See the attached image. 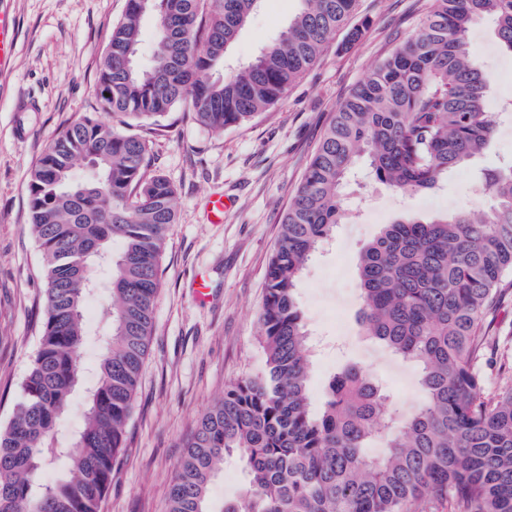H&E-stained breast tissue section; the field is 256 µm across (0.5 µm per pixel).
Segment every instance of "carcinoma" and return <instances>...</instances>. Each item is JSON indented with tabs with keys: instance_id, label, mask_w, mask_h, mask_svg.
I'll return each mask as SVG.
<instances>
[{
	"instance_id": "carcinoma-1",
	"label": "carcinoma",
	"mask_w": 512,
	"mask_h": 512,
	"mask_svg": "<svg viewBox=\"0 0 512 512\" xmlns=\"http://www.w3.org/2000/svg\"><path fill=\"white\" fill-rule=\"evenodd\" d=\"M260 0H126L99 71L105 108L130 128L176 108L221 135L282 102L316 64L356 0H300L287 27L224 74L230 47ZM157 50L139 62L146 20ZM479 17L512 51V0H434L422 28L383 55L335 112L280 217L258 319L263 370L224 390L185 441L168 512H211L207 488L224 458L248 476L221 512H512V385L491 390L490 321L512 288V163L485 172L482 212L386 224L361 253L362 323L421 369L426 404L401 416L365 370L348 366L312 409L308 331L298 283L346 215L357 160L400 191L433 188L487 147L489 79L468 47ZM149 144L87 117L49 143L29 173L30 230L44 256L46 315L10 422L0 428V512H101L149 353L159 268L176 223L169 180L147 174ZM107 272L97 378L70 447L56 422L83 375L91 266ZM387 446L376 456L366 448ZM62 459L64 477L39 484Z\"/></svg>"
}]
</instances>
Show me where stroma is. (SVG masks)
Returning <instances> with one entry per match:
<instances>
[{
	"label": "stroma",
	"instance_id": "stroma-1",
	"mask_svg": "<svg viewBox=\"0 0 512 512\" xmlns=\"http://www.w3.org/2000/svg\"><path fill=\"white\" fill-rule=\"evenodd\" d=\"M126 0H12L18 41L14 68L0 73V426L21 396L43 331L45 283L41 250L29 230L28 180L45 146L88 114L105 123L118 115L101 108L98 75L112 25ZM433 0H357L352 23L369 21L347 43L346 29L329 40L319 63L276 107L248 124L216 135L192 113H169L162 126L137 132L150 147L151 172L173 184L177 217L161 260L150 354L112 470L101 512H167L168 492L184 442L226 386L264 367L257 312L265 268L289 203L332 112L376 61L415 34ZM298 0H261L230 49L227 65L252 59L298 11ZM467 40L490 77L486 105L495 121L487 148L449 171L431 190L407 193L379 182L365 165L354 169L344 204L348 217L314 254L297 299L309 336L313 394L344 367L363 368L407 414L425 400L414 362L368 336L361 322L360 253L407 212L422 216L478 211L489 197L479 171L512 160V51L493 23L475 20ZM32 99L25 112L18 98ZM230 202L220 224L208 223L212 194ZM204 276L209 297L192 288ZM107 289L85 307V386H92L105 327L100 310ZM247 482L242 463L224 460L211 481L208 503L220 512Z\"/></svg>",
	"mask_w": 512,
	"mask_h": 512
}]
</instances>
